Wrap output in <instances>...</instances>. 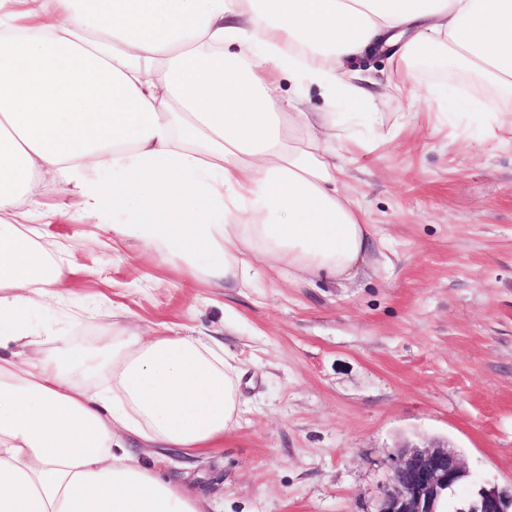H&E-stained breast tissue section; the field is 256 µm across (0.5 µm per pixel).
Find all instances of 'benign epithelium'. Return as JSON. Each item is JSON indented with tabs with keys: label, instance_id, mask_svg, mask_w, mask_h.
<instances>
[{
	"label": "benign epithelium",
	"instance_id": "benign-epithelium-1",
	"mask_svg": "<svg viewBox=\"0 0 512 512\" xmlns=\"http://www.w3.org/2000/svg\"><path fill=\"white\" fill-rule=\"evenodd\" d=\"M467 477L460 455L447 442L406 439L391 457L377 512H437L441 494L454 493ZM458 512H512V484L479 486L460 501Z\"/></svg>",
	"mask_w": 512,
	"mask_h": 512
}]
</instances>
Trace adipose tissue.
<instances>
[{
    "mask_svg": "<svg viewBox=\"0 0 512 512\" xmlns=\"http://www.w3.org/2000/svg\"><path fill=\"white\" fill-rule=\"evenodd\" d=\"M388 50L410 93L430 53L512 95V0H0V512H207L131 442L194 455L240 417L233 356L166 325L55 345L31 310L63 302L35 241L52 177L73 222L151 250L212 288L353 281L373 233L341 188L350 147L332 112L278 94L316 86L362 105L359 62Z\"/></svg>",
    "mask_w": 512,
    "mask_h": 512,
    "instance_id": "1",
    "label": "adipose tissue"
}]
</instances>
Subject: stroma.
I'll return each mask as SVG.
<instances>
[{"mask_svg":"<svg viewBox=\"0 0 512 512\" xmlns=\"http://www.w3.org/2000/svg\"><path fill=\"white\" fill-rule=\"evenodd\" d=\"M359 68L370 111L397 133L374 138L353 107H336L337 133L366 144L342 180L376 239L347 287L272 274L257 288H183L150 250L100 248L96 225L67 218L76 199L42 188L57 217L36 240L64 248L67 295L35 322L65 341L164 323L214 337L241 369L223 447L144 451L218 512H376L405 439L449 442L470 483H512V129L437 111L429 86L465 78L426 68L399 98L387 56Z\"/></svg>","mask_w":512,"mask_h":512,"instance_id":"35a3bbf8","label":"stroma"}]
</instances>
